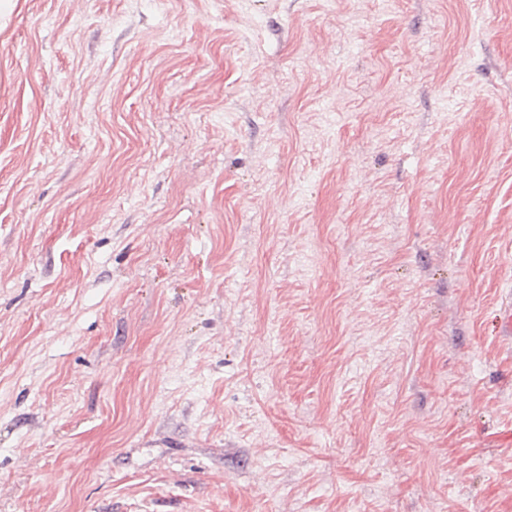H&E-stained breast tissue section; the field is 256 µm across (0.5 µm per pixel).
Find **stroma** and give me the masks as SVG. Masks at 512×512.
<instances>
[{"instance_id": "1", "label": "stroma", "mask_w": 512, "mask_h": 512, "mask_svg": "<svg viewBox=\"0 0 512 512\" xmlns=\"http://www.w3.org/2000/svg\"><path fill=\"white\" fill-rule=\"evenodd\" d=\"M510 288L512 0L0 17V512H512ZM496 321V335L505 343L512 340V291L502 298Z\"/></svg>"}]
</instances>
